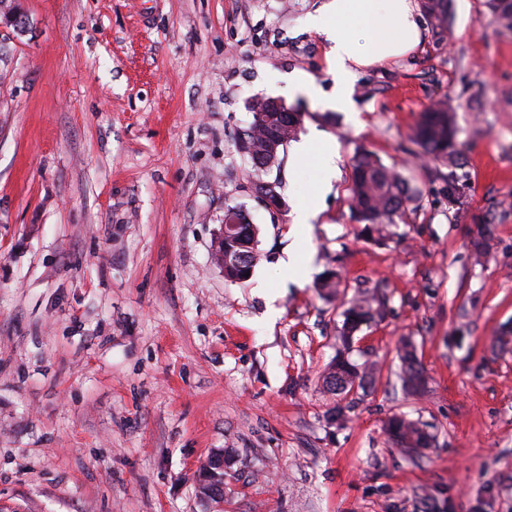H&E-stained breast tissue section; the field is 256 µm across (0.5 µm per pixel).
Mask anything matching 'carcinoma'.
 <instances>
[{"instance_id":"obj_1","label":"carcinoma","mask_w":512,"mask_h":512,"mask_svg":"<svg viewBox=\"0 0 512 512\" xmlns=\"http://www.w3.org/2000/svg\"><path fill=\"white\" fill-rule=\"evenodd\" d=\"M428 14L439 27L448 26V0H424ZM266 98L252 100V124L264 128L266 134L256 137L251 130L240 135L239 151L248 160L256 172L270 175L280 165V154H270L266 150V141L274 137L285 147L294 138L300 122L293 118H284L283 114L274 117L266 112ZM413 140L421 149V154L430 159L446 157L453 159L456 153V128L454 107L450 99L437 100L428 106L414 131ZM410 200L409 188L402 176L392 167L384 165L368 152H361L353 165L351 188V211L355 219L365 225L371 235L383 237L385 227L401 216L404 205ZM256 230L246 221L239 225L237 238L224 241V250H233L245 255L247 269H252L257 261ZM376 299L362 296L354 299L343 312V323L339 339L344 348H349L354 333L375 315L380 309L374 306ZM403 369L400 380L409 393L420 391L423 372L414 349L404 348ZM374 366L364 363L355 364L345 353L336 354L330 371L324 377L327 390L338 395H346L354 383L359 389H366L372 382ZM393 444L408 455L412 448L428 445L431 435L423 429V424L404 416L389 419L386 427Z\"/></svg>"}]
</instances>
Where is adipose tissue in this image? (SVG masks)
Masks as SVG:
<instances>
[{
  "label": "adipose tissue",
  "mask_w": 512,
  "mask_h": 512,
  "mask_svg": "<svg viewBox=\"0 0 512 512\" xmlns=\"http://www.w3.org/2000/svg\"><path fill=\"white\" fill-rule=\"evenodd\" d=\"M417 0H325L307 19L329 47L326 63L336 78L337 108L353 107L349 80L355 72L416 50L421 43Z\"/></svg>",
  "instance_id": "1"
}]
</instances>
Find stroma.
<instances>
[{
	"mask_svg": "<svg viewBox=\"0 0 512 512\" xmlns=\"http://www.w3.org/2000/svg\"><path fill=\"white\" fill-rule=\"evenodd\" d=\"M19 3L23 32L0 23V512H512V29L487 0H450L447 34L422 16V48L357 71L348 111L304 24L323 0ZM256 97L338 152L295 283L277 263L322 171L285 150V206L261 202L236 148ZM443 97L458 154L420 160L414 130ZM363 149L412 191L379 242L350 209ZM229 205L258 228L237 282L214 255ZM363 293L384 306L349 356L376 380L339 423L323 377ZM395 415L436 447L403 455ZM220 450L224 496L205 500ZM402 360L403 369L400 374L402 386L409 393H417L421 389L420 385L424 377L414 349L405 346Z\"/></svg>",
	"mask_w": 512,
	"mask_h": 512,
	"instance_id": "obj_1",
	"label": "stroma"
}]
</instances>
